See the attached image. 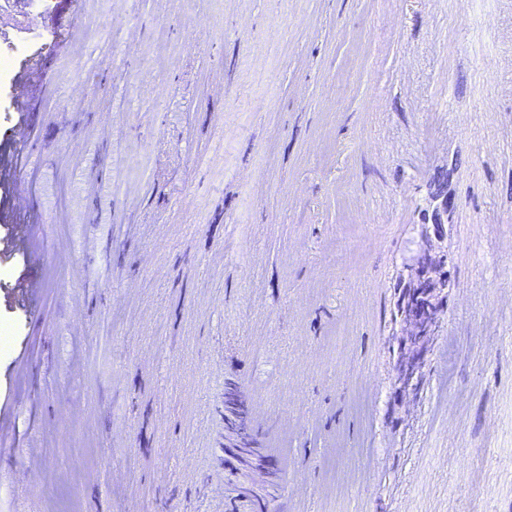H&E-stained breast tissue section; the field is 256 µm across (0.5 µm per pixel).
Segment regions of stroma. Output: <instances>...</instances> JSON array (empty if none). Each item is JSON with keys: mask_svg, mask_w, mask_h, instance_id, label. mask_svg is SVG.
Masks as SVG:
<instances>
[{"mask_svg": "<svg viewBox=\"0 0 512 512\" xmlns=\"http://www.w3.org/2000/svg\"><path fill=\"white\" fill-rule=\"evenodd\" d=\"M0 58V148L46 73L49 249L0 255V512H512V0H0ZM424 243L450 286L403 392Z\"/></svg>", "mask_w": 512, "mask_h": 512, "instance_id": "stroma-1", "label": "stroma"}]
</instances>
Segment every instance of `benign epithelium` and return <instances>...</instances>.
<instances>
[{"instance_id":"benign-epithelium-1","label":"benign epithelium","mask_w":512,"mask_h":512,"mask_svg":"<svg viewBox=\"0 0 512 512\" xmlns=\"http://www.w3.org/2000/svg\"><path fill=\"white\" fill-rule=\"evenodd\" d=\"M429 197L432 225H441L448 215V197L440 189L429 193ZM407 270V277L398 285L394 317L405 325L398 350L404 352L407 360L416 362L423 355V338L439 328L440 299L448 288V280L428 249L415 252Z\"/></svg>"}]
</instances>
